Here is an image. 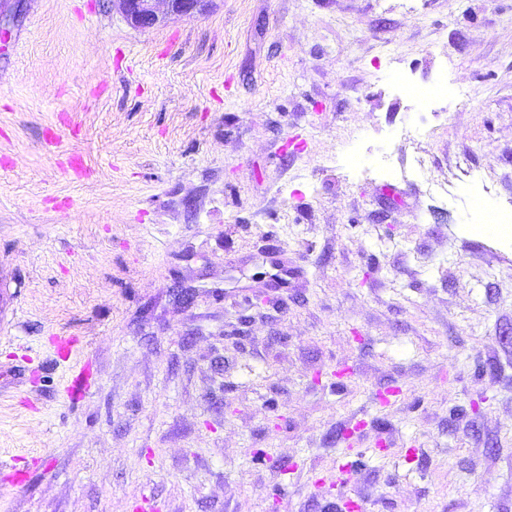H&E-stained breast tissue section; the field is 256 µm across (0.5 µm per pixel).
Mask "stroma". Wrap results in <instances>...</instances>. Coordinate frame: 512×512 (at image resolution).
I'll return each instance as SVG.
<instances>
[{
  "label": "stroma",
  "mask_w": 512,
  "mask_h": 512,
  "mask_svg": "<svg viewBox=\"0 0 512 512\" xmlns=\"http://www.w3.org/2000/svg\"><path fill=\"white\" fill-rule=\"evenodd\" d=\"M484 209L512 0H0V512H322L347 428L365 512H512ZM118 2L127 21L137 28H152L160 21L156 7L160 0H118Z\"/></svg>",
  "instance_id": "1"
}]
</instances>
